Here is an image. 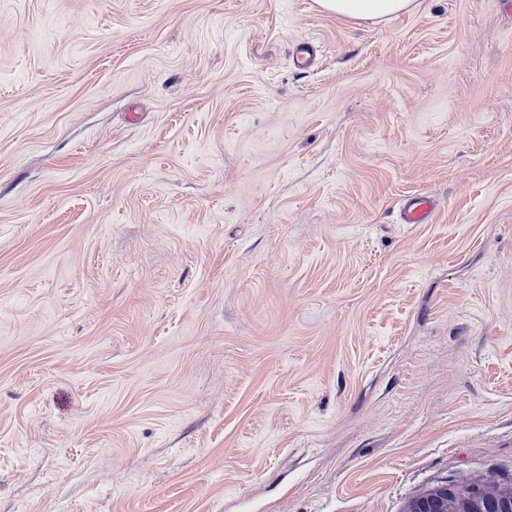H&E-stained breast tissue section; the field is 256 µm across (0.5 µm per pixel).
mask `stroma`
<instances>
[{"mask_svg": "<svg viewBox=\"0 0 512 512\" xmlns=\"http://www.w3.org/2000/svg\"><path fill=\"white\" fill-rule=\"evenodd\" d=\"M490 476L512 0H0V512H406ZM326 13L336 17L383 23L416 6V0H316ZM437 210L436 201L428 196H416L406 201L401 217L404 224H429Z\"/></svg>", "mask_w": 512, "mask_h": 512, "instance_id": "1", "label": "stroma"}]
</instances>
